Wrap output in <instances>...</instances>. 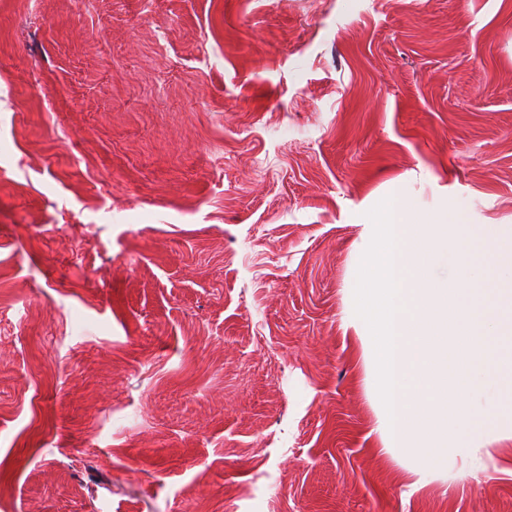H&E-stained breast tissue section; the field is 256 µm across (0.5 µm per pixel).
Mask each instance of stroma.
Returning a JSON list of instances; mask_svg holds the SVG:
<instances>
[{"mask_svg": "<svg viewBox=\"0 0 512 512\" xmlns=\"http://www.w3.org/2000/svg\"><path fill=\"white\" fill-rule=\"evenodd\" d=\"M394 190L512 226V0H0V512H512L383 445Z\"/></svg>", "mask_w": 512, "mask_h": 512, "instance_id": "obj_1", "label": "stroma"}]
</instances>
